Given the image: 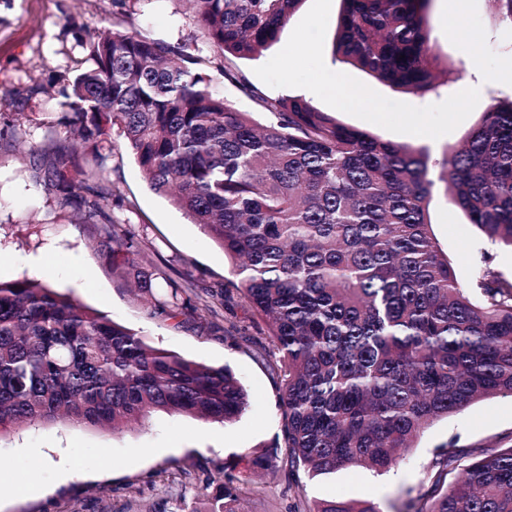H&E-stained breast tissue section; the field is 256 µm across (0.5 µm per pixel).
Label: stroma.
Masks as SVG:
<instances>
[{
    "instance_id": "obj_1",
    "label": "stroma",
    "mask_w": 512,
    "mask_h": 512,
    "mask_svg": "<svg viewBox=\"0 0 512 512\" xmlns=\"http://www.w3.org/2000/svg\"><path fill=\"white\" fill-rule=\"evenodd\" d=\"M340 0H304L282 30L279 41L237 67L265 96L305 98L314 108L349 127L378 138L427 147L438 156L460 143L479 122L491 98L512 96V22L494 0H431L427 27L431 43L448 70L437 91L416 96L392 89L366 73L335 62L332 42ZM458 9V28L444 21ZM127 20L130 28L170 44L203 43V31L178 0H0V279L35 276L24 263L29 254L47 257L44 282L77 297L113 321L139 332L153 345L211 366H230L245 386L250 405L231 426L157 412L149 422L121 433L95 428L44 424L0 435V512H195L200 493L223 474L250 469L254 483L243 497L245 512H288L297 484L309 499L369 500L381 512H405L410 493L430 487L433 460L451 443L462 452L512 446V398L482 400L434 421L397 468L380 474L344 469L322 479L280 468L268 475L264 449L280 435L278 389L250 349L269 342L266 324L252 315L234 288L233 263L223 249L183 211L149 187L131 153L118 148L106 161L115 188L105 210L132 225L144 247L153 251L155 284L192 282L197 292L223 297L216 312L205 308L178 318L150 306L130 292L112 269V247L98 224H75L55 190L35 178L17 143L44 148L62 143V133L33 122H15L20 107L53 112L55 101L27 104L13 89L44 81L84 56L81 39L103 26L106 14ZM205 71L215 90L259 122L268 114L224 79V57L205 50ZM340 73L360 98L337 103L311 90L314 76ZM432 232L460 280H467L483 249L477 229L445 192L435 193L429 209ZM246 329V339L229 345L224 329Z\"/></svg>"
}]
</instances>
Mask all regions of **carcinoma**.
<instances>
[{"label": "carcinoma", "mask_w": 512, "mask_h": 512, "mask_svg": "<svg viewBox=\"0 0 512 512\" xmlns=\"http://www.w3.org/2000/svg\"><path fill=\"white\" fill-rule=\"evenodd\" d=\"M224 78L271 114L265 123L211 87L204 57L112 20L85 41L92 64L18 92L55 98L46 122L65 145L29 150L74 221L102 224L124 254L114 266L146 300L153 261L105 212V162L118 134L150 188L167 197L235 264L236 290L270 330L253 358L279 390L284 456L310 477L389 472L433 420L512 397V280L489 252L458 279L428 219L436 184L491 245L512 249V97L495 99L462 144L437 158L339 123L299 96L269 99L234 67L275 44L304 0H185ZM430 0H341L340 62L424 96L447 71L430 44ZM183 289L167 314H182ZM249 396L229 367L185 359L36 277L0 281V433L39 423L122 432L156 412L234 423ZM438 451L437 478L413 512H512V447ZM249 474L201 512H242ZM290 512H380L371 501H308Z\"/></svg>", "instance_id": "carcinoma-1"}]
</instances>
